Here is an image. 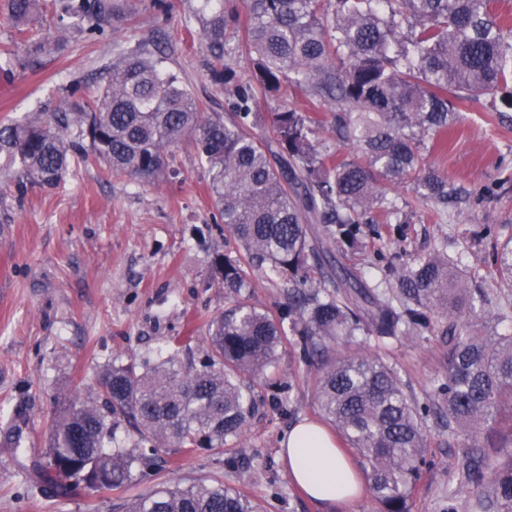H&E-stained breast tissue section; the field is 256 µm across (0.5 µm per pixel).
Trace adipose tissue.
<instances>
[{
    "label": "adipose tissue",
    "instance_id": "ef3b65f1",
    "mask_svg": "<svg viewBox=\"0 0 512 512\" xmlns=\"http://www.w3.org/2000/svg\"><path fill=\"white\" fill-rule=\"evenodd\" d=\"M281 458L293 482L314 501L353 500L361 492L357 470L319 423L295 425L283 442Z\"/></svg>",
    "mask_w": 512,
    "mask_h": 512
}]
</instances>
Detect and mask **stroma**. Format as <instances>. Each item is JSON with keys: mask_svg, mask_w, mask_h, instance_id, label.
Masks as SVG:
<instances>
[{"mask_svg": "<svg viewBox=\"0 0 512 512\" xmlns=\"http://www.w3.org/2000/svg\"><path fill=\"white\" fill-rule=\"evenodd\" d=\"M190 9L189 0H139L135 18L112 34L70 39L40 69L0 77V122L23 119L41 105L55 108L72 84L93 93L116 54L155 32L172 42L166 68L210 110L223 111L224 88L209 79L200 31L187 21ZM178 157L180 175L152 184L81 164L59 187L32 186L22 197L14 178L0 170V512H126L130 499L152 489L147 479L104 494L85 489L71 498L39 492L22 502L14 498L35 478L32 467L44 453L58 400L95 385L115 360L173 353L181 362H199L209 320L233 301L210 262L218 254L238 258L240 247L224 228L195 153L183 149ZM427 162L447 173L456 194L447 209L413 210L404 225H383V253L401 267L444 241L449 255L477 266L486 227L512 236V181H499L512 173V112L468 103L447 148L431 151ZM182 336L189 344L173 350ZM387 353L418 401L434 403V383L446 374L442 348L412 336L389 343ZM313 374L289 346L265 380L243 375L254 409L233 450L211 456L168 449L158 461L159 478L219 479L264 512H372L367 493L353 504L311 501L279 456L294 424L323 419ZM424 426L426 464L411 512H443L451 499L458 512H470L458 470L462 448L449 446L448 430L435 417Z\"/></svg>", "mask_w": 512, "mask_h": 512, "instance_id": "obj_1", "label": "stroma"}]
</instances>
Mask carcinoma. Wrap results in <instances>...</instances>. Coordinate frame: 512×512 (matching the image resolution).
I'll list each match as a JSON object with an SVG mask.
<instances>
[{"mask_svg":"<svg viewBox=\"0 0 512 512\" xmlns=\"http://www.w3.org/2000/svg\"><path fill=\"white\" fill-rule=\"evenodd\" d=\"M27 56L0 53V73L35 69L64 51L69 37L103 36L137 14L131 0H7ZM50 11L58 36L36 32ZM211 80L226 86L224 111L209 112L150 45L113 58L89 101L69 87L56 112L35 111L0 124V165L26 183L55 188L71 165L93 160L114 173L154 182L189 145L207 166L224 225L243 249L211 267L239 295L260 275L283 288L277 313L237 301L209 325V350L196 366L169 355L154 364H111L91 400L70 398L48 420L42 492L63 497L77 475L112 489L146 478L173 446L224 454L252 409L244 373L261 377L286 345L316 366L313 387L325 419L360 457L379 512H410L425 465L423 412L384 352L386 341L428 336L444 349L447 374L436 387L448 439L469 451L460 484L472 512H512V433L497 429L512 405V304L493 284L512 282V241L487 234L486 269L462 268L435 247L399 269L376 253L372 277L355 257L381 238L377 224L405 223L406 208L447 206L448 175L424 153L447 140L459 107L480 98L490 112L512 109V36L491 0H194ZM236 39L248 54L244 80L226 60ZM313 111L286 104L260 133L259 101L284 88ZM328 127L366 163L321 147ZM408 184L399 208L384 187ZM378 211L382 221L371 213ZM363 336L368 353L339 347ZM125 426L135 448L115 443ZM127 512H261L224 482L165 480L134 498Z\"/></svg>","mask_w":512,"mask_h":512,"instance_id":"cac0c4a2","label":"carcinoma"}]
</instances>
